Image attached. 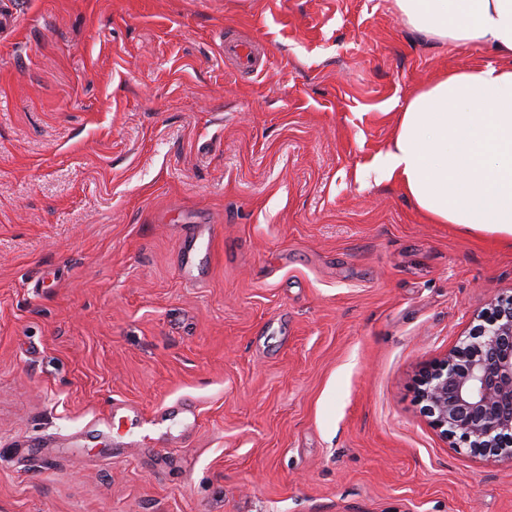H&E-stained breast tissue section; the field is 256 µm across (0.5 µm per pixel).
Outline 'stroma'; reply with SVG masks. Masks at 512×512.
Returning a JSON list of instances; mask_svg holds the SVG:
<instances>
[{
  "mask_svg": "<svg viewBox=\"0 0 512 512\" xmlns=\"http://www.w3.org/2000/svg\"><path fill=\"white\" fill-rule=\"evenodd\" d=\"M0 33V512H512L415 380L512 295V244L374 162L498 64L395 0H17ZM264 50L257 72L224 37ZM195 224L220 228L186 276ZM118 403L179 420L108 434Z\"/></svg>",
  "mask_w": 512,
  "mask_h": 512,
  "instance_id": "35a3bbf8",
  "label": "stroma"
}]
</instances>
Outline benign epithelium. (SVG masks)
Returning a JSON list of instances; mask_svg holds the SVG:
<instances>
[{"instance_id":"1","label":"benign epithelium","mask_w":512,"mask_h":512,"mask_svg":"<svg viewBox=\"0 0 512 512\" xmlns=\"http://www.w3.org/2000/svg\"><path fill=\"white\" fill-rule=\"evenodd\" d=\"M418 397L445 438L473 454L512 459V296L484 311L466 339L426 368Z\"/></svg>"}]
</instances>
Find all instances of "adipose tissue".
<instances>
[{
  "label": "adipose tissue",
  "mask_w": 512,
  "mask_h": 512,
  "mask_svg": "<svg viewBox=\"0 0 512 512\" xmlns=\"http://www.w3.org/2000/svg\"><path fill=\"white\" fill-rule=\"evenodd\" d=\"M404 23L505 65L442 75L403 108L376 167L433 222L512 240V0H395Z\"/></svg>",
  "instance_id": "adipose-tissue-1"
}]
</instances>
